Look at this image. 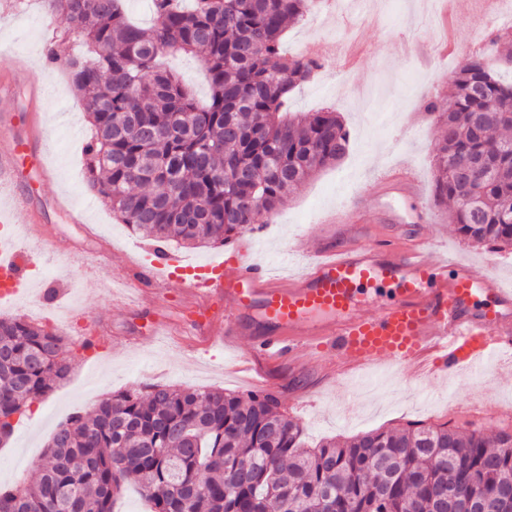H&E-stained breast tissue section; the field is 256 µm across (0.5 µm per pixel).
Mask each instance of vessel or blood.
<instances>
[{"mask_svg": "<svg viewBox=\"0 0 512 512\" xmlns=\"http://www.w3.org/2000/svg\"><path fill=\"white\" fill-rule=\"evenodd\" d=\"M24 144L0 131V181L16 184ZM362 208L331 213L327 224L348 238L345 246H327L308 256L309 264L287 279L273 278L249 254L232 255L203 266L209 298H225L230 312L199 306L203 325L221 338L240 335L251 314L263 325L257 348L269 358L303 354L313 344L336 348L337 371L398 365L429 379L452 370H479L498 353L512 352V289L475 276L424 243L406 245L371 232ZM180 259L158 251L148 280L168 276ZM0 265L9 279L27 285V263L12 236L0 237ZM394 282L393 297L374 309L358 301L362 286ZM486 295L493 307L476 309Z\"/></svg>", "mask_w": 512, "mask_h": 512, "instance_id": "1", "label": "vessel or blood"}]
</instances>
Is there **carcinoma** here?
Here are the masks:
<instances>
[{
    "instance_id": "1",
    "label": "carcinoma",
    "mask_w": 512,
    "mask_h": 512,
    "mask_svg": "<svg viewBox=\"0 0 512 512\" xmlns=\"http://www.w3.org/2000/svg\"><path fill=\"white\" fill-rule=\"evenodd\" d=\"M155 23L122 0H47L79 50L63 67L90 117L87 169L101 200L135 233L182 247L224 244L275 215L290 192L345 157L336 113L288 115L318 59L287 56L286 24L314 0H152ZM197 55L200 101L165 65ZM512 54H472L448 85L433 159L435 203L466 241L512 251ZM65 337L0 319V440L26 406L68 378ZM275 394L171 385L126 390L60 424L37 479L0 490V512H112L129 479L153 512H437L451 488L479 499L512 487V433L410 422L305 447ZM127 17L135 24L149 26L154 22V13L150 0H124Z\"/></svg>"
}]
</instances>
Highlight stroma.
<instances>
[{"label":"stroma","instance_id":"obj_1","mask_svg":"<svg viewBox=\"0 0 512 512\" xmlns=\"http://www.w3.org/2000/svg\"><path fill=\"white\" fill-rule=\"evenodd\" d=\"M500 24L482 15L476 0H379L371 18L345 10L341 0H316L315 8L283 35L286 54L316 51L322 69L294 90L292 112H336L351 137L348 154L316 172L290 195L277 222L222 245L180 249L198 262L251 244L256 258L279 274L298 271L289 246L304 237L314 251L329 241L320 219L353 203L367 210L378 229L408 239L428 237L437 252L468 264L480 276L512 284V254L493 253L464 241L434 203L432 166L437 115L428 102L448 105V78L455 49L495 53ZM67 30L64 14L44 0H0V127L23 138L43 130L52 177L39 181L32 156H24V181L0 187V207L11 193L32 204L17 226L21 249L31 256L33 291L0 318L23 317L47 325L73 301L81 307L59 326L73 371L19 421L0 443V488L31 478L55 428L90 411L112 393L151 384L223 389L245 394L271 391L280 410L300 423L308 444L326 437L344 441L411 421L470 424L488 432L512 429V358L485 362L480 373L460 370L437 383L412 382L397 367L337 379L336 352L325 347L297 364L265 360L248 333L224 345L206 338L194 311L201 295L169 285L137 293L130 282L147 264L153 241L123 224L92 188L85 146L91 124L67 77L47 59L50 44ZM393 170L415 175L427 210L423 224L399 223L409 203L382 197L381 180ZM65 200L62 213L50 204Z\"/></svg>","mask_w":512,"mask_h":512}]
</instances>
